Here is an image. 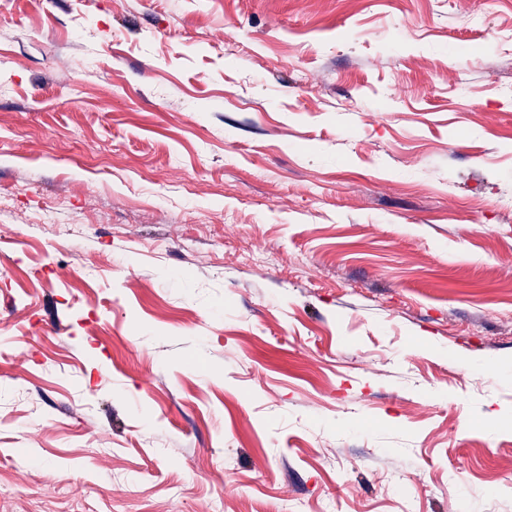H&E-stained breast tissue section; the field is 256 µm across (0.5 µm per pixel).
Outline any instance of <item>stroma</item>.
<instances>
[{"instance_id": "obj_1", "label": "stroma", "mask_w": 512, "mask_h": 512, "mask_svg": "<svg viewBox=\"0 0 512 512\" xmlns=\"http://www.w3.org/2000/svg\"><path fill=\"white\" fill-rule=\"evenodd\" d=\"M512 0H0V512H512Z\"/></svg>"}]
</instances>
